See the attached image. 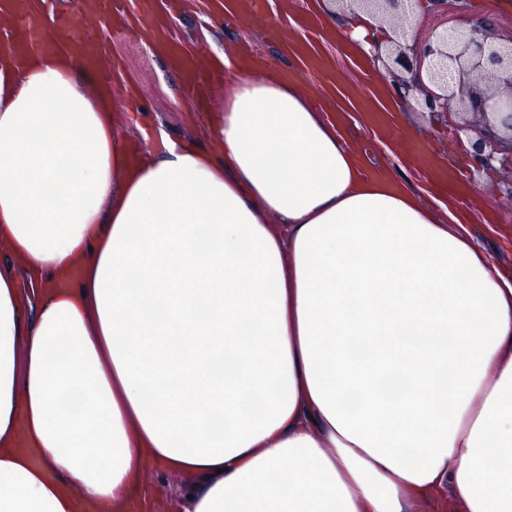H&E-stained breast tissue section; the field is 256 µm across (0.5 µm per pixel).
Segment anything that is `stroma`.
Masks as SVG:
<instances>
[{"instance_id":"obj_1","label":"stroma","mask_w":512,"mask_h":512,"mask_svg":"<svg viewBox=\"0 0 512 512\" xmlns=\"http://www.w3.org/2000/svg\"><path fill=\"white\" fill-rule=\"evenodd\" d=\"M181 10L171 12L164 32L174 52L203 63L220 53L233 54L248 47L260 58L263 69H279L288 81L308 97L325 95L331 86L345 87L359 83L364 70L350 59L336 43L320 44L323 57L328 59L336 76L335 82L318 78L306 64L296 60L291 47L295 40L315 34L309 26L310 0H293L281 8L280 0H265L256 6L255 0H234L233 12L205 20L208 0H184ZM55 12L68 14L73 23L68 28L48 26L53 40L66 37L88 39L104 46L110 60L120 62L121 68L112 81V97L116 103L115 132L132 143V161L144 157L140 151L139 124L164 130L174 140L210 144V128L214 115L224 105V90L216 88L211 94V114L193 111L183 102V77L168 55L156 52L154 41L158 34L144 23L140 9L142 0H127L126 21L101 19L92 26L85 25L87 12L97 8L98 0H53ZM419 93L397 100L394 110L402 135L413 136L420 149L416 163L410 165L404 180L406 186L419 187L429 183L432 172L462 170L466 193L449 190L442 198L425 194L424 203L437 216L457 208L469 212L468 227L475 240L485 249L492 261L512 268V200L503 191L504 173L476 170L467 149L462 145L461 132L447 118H434L419 105ZM336 111L355 115L349 133L361 153L365 165L398 170L400 147L398 139H384L371 121L362 119L360 106L349 105L346 98L336 96ZM186 475L160 470L147 464L141 484L151 495L149 512H171L175 491L186 483Z\"/></svg>"}]
</instances>
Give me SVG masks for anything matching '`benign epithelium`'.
Masks as SVG:
<instances>
[{
	"label": "benign epithelium",
	"instance_id": "obj_1",
	"mask_svg": "<svg viewBox=\"0 0 512 512\" xmlns=\"http://www.w3.org/2000/svg\"><path fill=\"white\" fill-rule=\"evenodd\" d=\"M341 5L354 3L378 20L399 18L416 0H333ZM392 62L412 74L406 81L397 78L400 88L415 87L423 93V108L431 113L463 117L458 123L465 134L475 133L470 142L472 157L482 169L498 162L512 179V148L503 152L502 139L492 133L489 113L483 109L485 91L507 95V101H497V108H509L504 113L503 128L512 133V36L497 38L482 27L461 28L444 21L435 25L428 35L412 41L396 37ZM427 73L431 86L422 83L421 73Z\"/></svg>",
	"mask_w": 512,
	"mask_h": 512
}]
</instances>
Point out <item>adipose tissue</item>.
Returning a JSON list of instances; mask_svg holds the SVG:
<instances>
[{
  "label": "adipose tissue",
  "mask_w": 512,
  "mask_h": 512,
  "mask_svg": "<svg viewBox=\"0 0 512 512\" xmlns=\"http://www.w3.org/2000/svg\"><path fill=\"white\" fill-rule=\"evenodd\" d=\"M87 53L0 51V512H512V269L274 70L131 162ZM188 481L186 475L164 472L155 464L148 463L141 475V485L151 495L149 510H131L127 512H171L172 499L175 491L182 488Z\"/></svg>",
  "instance_id": "obj_1"
}]
</instances>
